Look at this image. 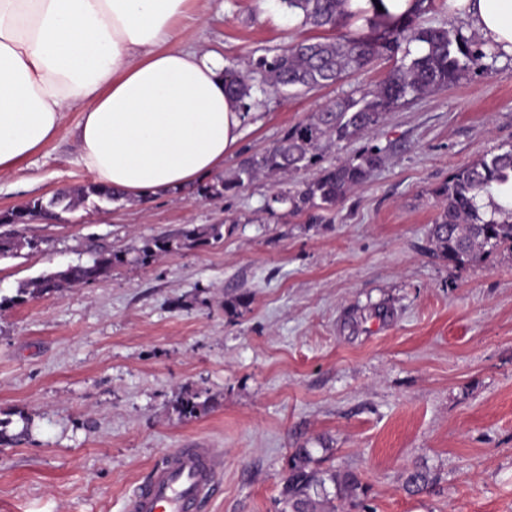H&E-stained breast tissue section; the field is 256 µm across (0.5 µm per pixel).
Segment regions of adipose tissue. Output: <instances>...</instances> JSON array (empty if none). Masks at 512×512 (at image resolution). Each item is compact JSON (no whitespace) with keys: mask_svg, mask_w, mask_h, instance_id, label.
<instances>
[{"mask_svg":"<svg viewBox=\"0 0 512 512\" xmlns=\"http://www.w3.org/2000/svg\"><path fill=\"white\" fill-rule=\"evenodd\" d=\"M192 0H0V174L81 118L78 162L142 202L213 176L246 117L224 61L176 26ZM483 40L512 56V0H454Z\"/></svg>","mask_w":512,"mask_h":512,"instance_id":"ef3b65f1","label":"adipose tissue"}]
</instances>
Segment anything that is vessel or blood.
<instances>
[{
	"mask_svg": "<svg viewBox=\"0 0 512 512\" xmlns=\"http://www.w3.org/2000/svg\"><path fill=\"white\" fill-rule=\"evenodd\" d=\"M218 476L216 449H177L128 497L125 512H198Z\"/></svg>",
	"mask_w": 512,
	"mask_h": 512,
	"instance_id": "obj_1",
	"label": "vessel or blood"
}]
</instances>
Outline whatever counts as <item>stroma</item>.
I'll return each mask as SVG.
<instances>
[{
    "label": "stroma",
    "mask_w": 512,
    "mask_h": 512,
    "mask_svg": "<svg viewBox=\"0 0 512 512\" xmlns=\"http://www.w3.org/2000/svg\"><path fill=\"white\" fill-rule=\"evenodd\" d=\"M183 34L252 67L326 30L301 27L279 0H218ZM383 56L335 85L261 96L225 157L231 175L323 103L368 89L399 65ZM80 114L0 175V211L95 176L76 164ZM512 144V57L386 113L323 166L376 146L383 164L319 224L270 209L271 180L199 200L186 187L147 202L84 203L19 225L32 249L0 258V418L29 425L0 445V512H123L179 448H215L220 484L203 512H276L291 449L365 488L344 512H512V251L462 266L437 257L438 187ZM218 224L206 245L184 228ZM170 251L135 262L143 241ZM98 245L123 254L107 277L61 294L19 286ZM247 294V306L226 303ZM208 408L185 419L182 392ZM436 481L417 495L409 470Z\"/></svg>",
    "instance_id": "1"
}]
</instances>
